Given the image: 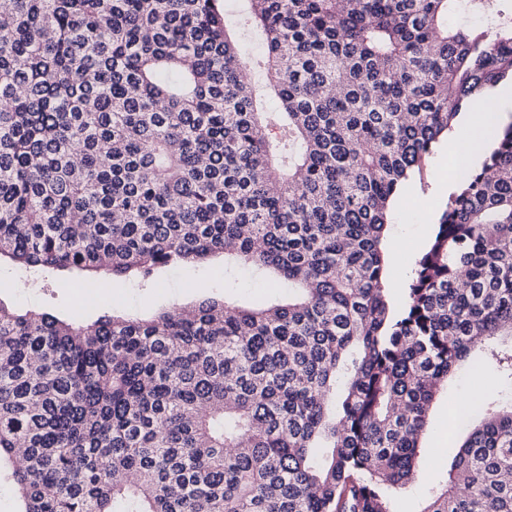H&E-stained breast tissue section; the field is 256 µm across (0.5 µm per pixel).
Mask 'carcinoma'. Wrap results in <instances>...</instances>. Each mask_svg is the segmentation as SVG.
<instances>
[{"mask_svg":"<svg viewBox=\"0 0 512 512\" xmlns=\"http://www.w3.org/2000/svg\"><path fill=\"white\" fill-rule=\"evenodd\" d=\"M228 2L0 0V261L145 284L221 254L295 290L92 322L0 302L20 512H397L448 377L512 385V123L399 305L382 250L409 175L512 83V0ZM457 413L421 512H512V398Z\"/></svg>","mask_w":512,"mask_h":512,"instance_id":"cac0c4a2","label":"carcinoma"}]
</instances>
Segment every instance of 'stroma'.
<instances>
[{
	"mask_svg": "<svg viewBox=\"0 0 512 512\" xmlns=\"http://www.w3.org/2000/svg\"><path fill=\"white\" fill-rule=\"evenodd\" d=\"M470 166L479 165L481 151L465 148L462 154L432 151L420 173L415 174L404 198L402 213L392 214L390 232L404 243L401 254L387 272L394 298H401L402 284L408 283L414 263L432 239L434 226H423L424 210L440 212L449 195L460 182L448 169L454 159ZM265 276L248 270H225L220 258L194 265H183L159 272L155 281L142 286L134 281H116L100 275L88 280L69 271L54 275L49 283L10 262L0 263V302L18 311H49L62 319L73 316L95 320L103 309L142 316L162 309L193 304L201 295L230 296L244 303L258 304L269 296ZM479 389L470 377L460 373L448 381L430 411L431 424L423 440V474L401 494L399 512H422L431 489L437 484L458 452L460 438L451 433L450 420L454 406L477 397Z\"/></svg>",
	"mask_w": 512,
	"mask_h": 512,
	"instance_id": "1",
	"label": "stroma"
}]
</instances>
